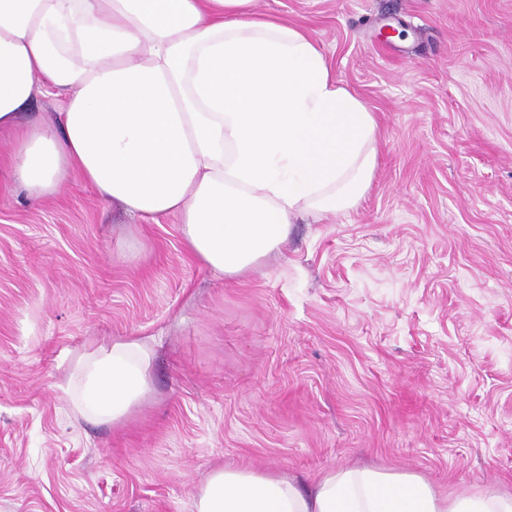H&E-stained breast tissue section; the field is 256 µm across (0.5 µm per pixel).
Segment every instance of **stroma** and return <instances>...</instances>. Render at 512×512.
<instances>
[{
  "mask_svg": "<svg viewBox=\"0 0 512 512\" xmlns=\"http://www.w3.org/2000/svg\"><path fill=\"white\" fill-rule=\"evenodd\" d=\"M378 119L374 177L231 280L79 176L30 200L1 159L0 512H193L213 468L370 465L512 495V0H254ZM152 340L120 428L64 388Z\"/></svg>",
  "mask_w": 512,
  "mask_h": 512,
  "instance_id": "stroma-1",
  "label": "stroma"
}]
</instances>
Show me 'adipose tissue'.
<instances>
[{"label":"adipose tissue","instance_id":"ef3b65f1","mask_svg":"<svg viewBox=\"0 0 512 512\" xmlns=\"http://www.w3.org/2000/svg\"><path fill=\"white\" fill-rule=\"evenodd\" d=\"M253 0H0V131L31 199L78 174L131 214L179 220L187 250L227 278L288 242L313 210L356 202L377 123L302 28ZM53 125L24 126L37 95ZM153 347L102 342L77 365V410L126 423L153 392ZM195 512H512V496L441 495L417 474L331 470L305 482L212 470Z\"/></svg>","mask_w":512,"mask_h":512}]
</instances>
